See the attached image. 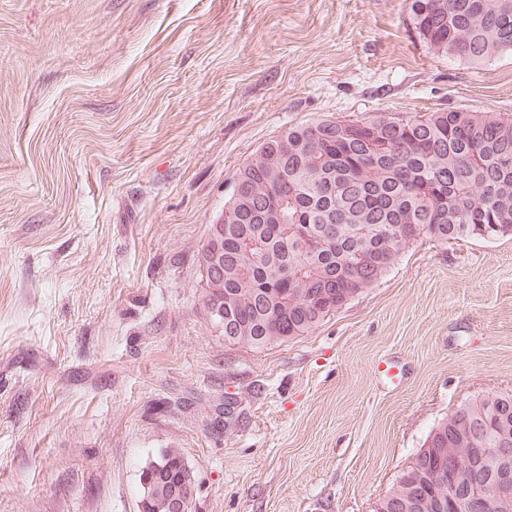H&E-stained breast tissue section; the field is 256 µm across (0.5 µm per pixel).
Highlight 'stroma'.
Masks as SVG:
<instances>
[{"label":"stroma","mask_w":512,"mask_h":512,"mask_svg":"<svg viewBox=\"0 0 512 512\" xmlns=\"http://www.w3.org/2000/svg\"><path fill=\"white\" fill-rule=\"evenodd\" d=\"M512 114V52H434L409 0H0V512H372L459 404L512 391V239H423L313 335L228 346L198 252L289 127ZM184 454L178 448H165L155 458L148 459L142 467L141 477L145 470L151 471L156 485L155 498L149 512H166L162 509V501L166 493L178 482L182 470Z\"/></svg>","instance_id":"stroma-1"}]
</instances>
